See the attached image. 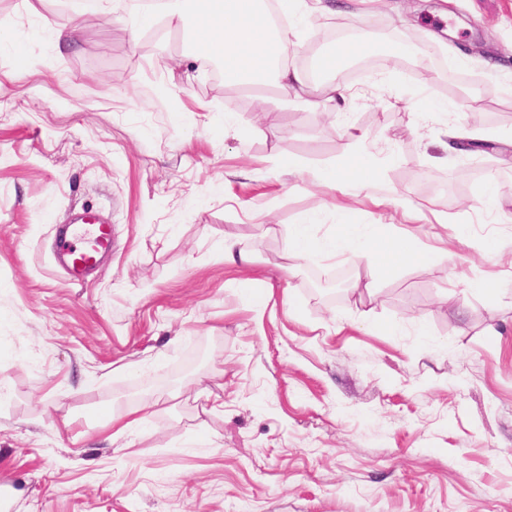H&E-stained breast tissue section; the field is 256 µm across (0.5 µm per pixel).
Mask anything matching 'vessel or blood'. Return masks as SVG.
<instances>
[{
    "label": "vessel or blood",
    "instance_id": "b4317fda",
    "mask_svg": "<svg viewBox=\"0 0 512 512\" xmlns=\"http://www.w3.org/2000/svg\"><path fill=\"white\" fill-rule=\"evenodd\" d=\"M112 251V227L84 216L80 222L61 225L57 235V253L72 281L96 269Z\"/></svg>",
    "mask_w": 512,
    "mask_h": 512
}]
</instances>
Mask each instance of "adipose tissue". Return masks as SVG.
<instances>
[{"instance_id": "obj_1", "label": "adipose tissue", "mask_w": 512, "mask_h": 512, "mask_svg": "<svg viewBox=\"0 0 512 512\" xmlns=\"http://www.w3.org/2000/svg\"><path fill=\"white\" fill-rule=\"evenodd\" d=\"M162 8L170 22L191 21L194 57L218 62L225 82L251 86L272 83L287 97L304 96L310 89V74L288 65V32L272 24L265 0H199L195 6L190 0H162ZM368 48L364 41L343 40L324 49L317 66L327 75L321 91L329 100L344 96L335 75L349 59L361 56ZM396 161L391 153L379 158L350 151L335 165L313 171L312 178L334 187L377 185ZM330 251L373 260L383 272L422 266L430 260L415 243L378 232L362 236L353 224L339 225L335 236L327 241L314 238L304 223L295 225L288 237V252L294 257L307 259Z\"/></svg>"}]
</instances>
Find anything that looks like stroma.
<instances>
[{
    "label": "stroma",
    "mask_w": 512,
    "mask_h": 512,
    "mask_svg": "<svg viewBox=\"0 0 512 512\" xmlns=\"http://www.w3.org/2000/svg\"><path fill=\"white\" fill-rule=\"evenodd\" d=\"M62 6L0 0V484L14 512H512V0L305 15L290 60L321 52L329 22L372 47L342 72L339 106L225 93L156 13L98 11L57 38L43 19ZM391 42L411 49L378 54ZM459 86L501 94L477 126L485 152L447 148L468 119ZM355 143L403 157L388 178L420 219L313 180ZM281 154L299 169L273 167ZM82 210L114 244L73 284L53 253ZM307 215L317 238L383 225L433 257L386 273L296 259L288 231ZM228 234L249 272L225 263ZM311 269L340 276L342 299L315 296ZM498 278L495 294L472 287ZM101 405L144 421L112 437Z\"/></svg>",
    "instance_id": "1"
}]
</instances>
